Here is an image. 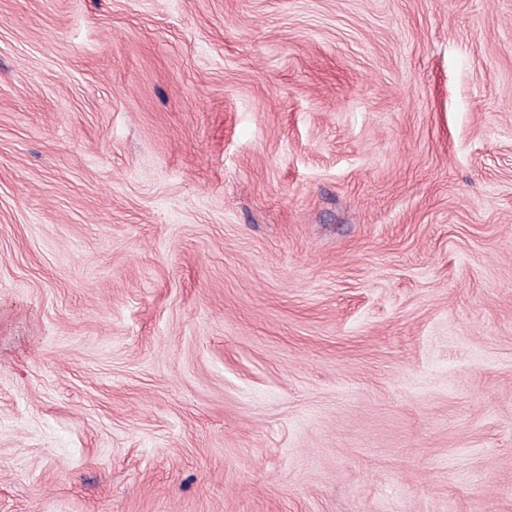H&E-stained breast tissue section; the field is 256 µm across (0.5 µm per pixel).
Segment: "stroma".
<instances>
[{
  "label": "stroma",
  "mask_w": 512,
  "mask_h": 512,
  "mask_svg": "<svg viewBox=\"0 0 512 512\" xmlns=\"http://www.w3.org/2000/svg\"><path fill=\"white\" fill-rule=\"evenodd\" d=\"M0 512H512V0H0Z\"/></svg>",
  "instance_id": "35a3bbf8"
}]
</instances>
